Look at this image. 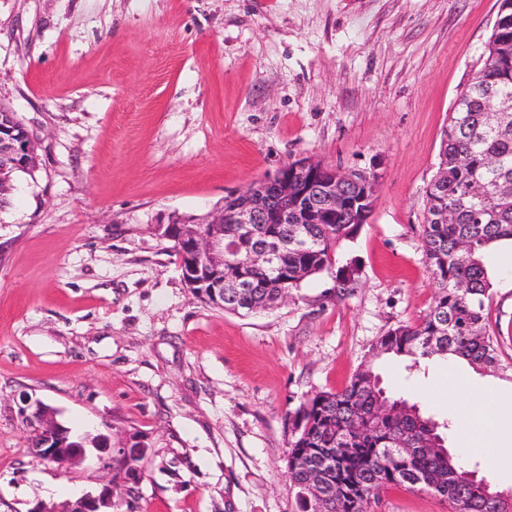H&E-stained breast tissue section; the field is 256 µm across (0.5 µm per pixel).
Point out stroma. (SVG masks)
<instances>
[{
    "label": "stroma",
    "instance_id": "35a3bbf8",
    "mask_svg": "<svg viewBox=\"0 0 512 512\" xmlns=\"http://www.w3.org/2000/svg\"><path fill=\"white\" fill-rule=\"evenodd\" d=\"M496 0H0V97L41 165L0 213V512L98 492L95 458L36 459L22 407L74 434L148 448L112 512H302L288 415L342 390L380 336L436 288L420 226L441 132L482 65ZM303 158L375 171L366 224L285 304L208 307L157 231ZM486 254L489 331L512 355V289ZM384 383L448 421V381L498 377L433 359ZM372 512H450L382 489Z\"/></svg>",
    "mask_w": 512,
    "mask_h": 512
}]
</instances>
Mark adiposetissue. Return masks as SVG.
<instances>
[{"label":"adipose tissue","mask_w":512,"mask_h":512,"mask_svg":"<svg viewBox=\"0 0 512 512\" xmlns=\"http://www.w3.org/2000/svg\"><path fill=\"white\" fill-rule=\"evenodd\" d=\"M452 391L456 402L450 413L464 445L481 448L493 441L497 447L489 455L490 462L512 461V397L492 399L460 385L453 386Z\"/></svg>","instance_id":"adipose-tissue-1"}]
</instances>
